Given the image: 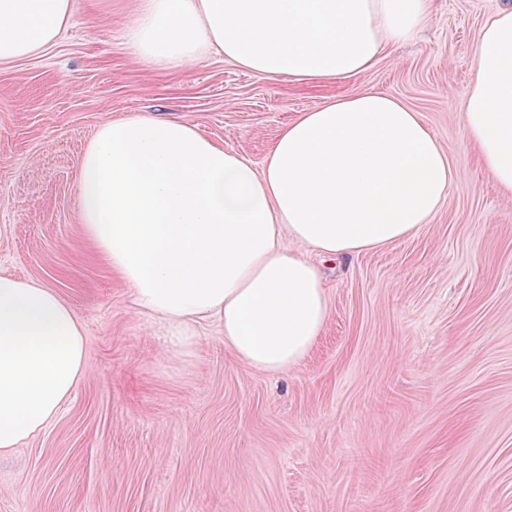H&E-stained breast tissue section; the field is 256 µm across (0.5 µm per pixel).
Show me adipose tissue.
<instances>
[{
    "mask_svg": "<svg viewBox=\"0 0 512 512\" xmlns=\"http://www.w3.org/2000/svg\"><path fill=\"white\" fill-rule=\"evenodd\" d=\"M72 0H0V65L53 45ZM431 0H142L130 48L161 66L211 50L269 77L353 78L412 39ZM468 142L512 193V0L483 27L461 102ZM458 170L418 112L383 92L329 98L279 134L262 169L178 120L103 122L76 176L82 230L163 350L191 355L213 320L234 359L302 364L329 312L310 253L343 260L429 224ZM85 338L54 289L0 274V455L51 423L86 374Z\"/></svg>",
    "mask_w": 512,
    "mask_h": 512,
    "instance_id": "adipose-tissue-1",
    "label": "adipose tissue"
}]
</instances>
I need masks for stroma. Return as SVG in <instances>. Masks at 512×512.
<instances>
[{
  "label": "stroma",
  "mask_w": 512,
  "mask_h": 512,
  "mask_svg": "<svg viewBox=\"0 0 512 512\" xmlns=\"http://www.w3.org/2000/svg\"><path fill=\"white\" fill-rule=\"evenodd\" d=\"M503 0H433L369 71L301 82L207 54L160 67L126 43L140 0H73L41 54L0 65V273L56 290L88 373L42 432L0 455V512H512V195L460 103ZM419 112L459 171L423 230L324 265L328 319L297 368L236 361L213 324L160 350L84 237L76 175L107 120L195 126L262 167L299 113L363 90Z\"/></svg>",
  "instance_id": "1"
}]
</instances>
